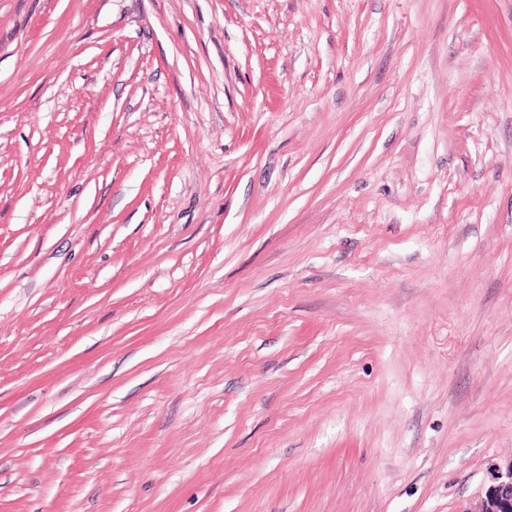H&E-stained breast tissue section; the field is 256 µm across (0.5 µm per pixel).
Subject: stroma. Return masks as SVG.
<instances>
[{"label": "stroma", "mask_w": 512, "mask_h": 512, "mask_svg": "<svg viewBox=\"0 0 512 512\" xmlns=\"http://www.w3.org/2000/svg\"><path fill=\"white\" fill-rule=\"evenodd\" d=\"M511 460L512 0H0V512Z\"/></svg>", "instance_id": "stroma-1"}]
</instances>
